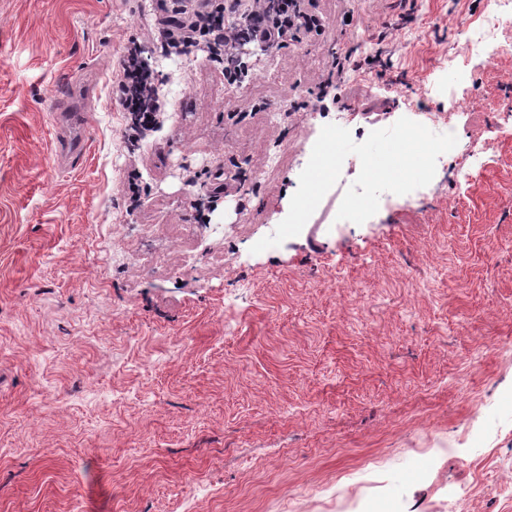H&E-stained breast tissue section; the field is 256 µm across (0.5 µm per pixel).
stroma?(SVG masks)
Masks as SVG:
<instances>
[{"mask_svg":"<svg viewBox=\"0 0 512 512\" xmlns=\"http://www.w3.org/2000/svg\"><path fill=\"white\" fill-rule=\"evenodd\" d=\"M392 4L316 0L322 33L250 45L229 86L161 48L155 0H0V512H512V52L461 55L485 0H417L384 79L320 101ZM134 36L165 101L138 143L112 92ZM449 87L464 168L358 225L348 156L252 253L338 113L360 143ZM61 91L93 114L67 162Z\"/></svg>","mask_w":512,"mask_h":512,"instance_id":"stroma-1","label":"stroma"}]
</instances>
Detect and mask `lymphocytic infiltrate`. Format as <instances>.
<instances>
[{
	"instance_id": "obj_1",
	"label": "lymphocytic infiltrate",
	"mask_w": 512,
	"mask_h": 512,
	"mask_svg": "<svg viewBox=\"0 0 512 512\" xmlns=\"http://www.w3.org/2000/svg\"><path fill=\"white\" fill-rule=\"evenodd\" d=\"M165 13L158 34L167 47L187 53L206 44L210 59L220 64L228 84L241 83L246 72L238 56L242 42L281 46L289 33L319 31V18L304 0H162ZM116 94L132 124L129 137L152 128L161 110L156 75L138 41H130L119 65Z\"/></svg>"
}]
</instances>
